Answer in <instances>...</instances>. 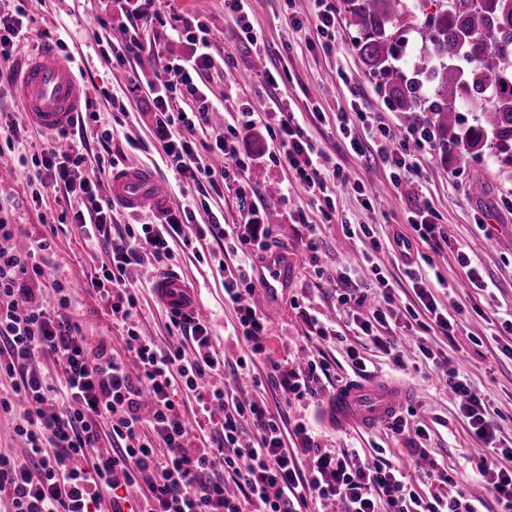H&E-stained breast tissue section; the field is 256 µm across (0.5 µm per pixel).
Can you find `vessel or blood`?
Here are the masks:
<instances>
[{"label":"vessel or blood","mask_w":512,"mask_h":512,"mask_svg":"<svg viewBox=\"0 0 512 512\" xmlns=\"http://www.w3.org/2000/svg\"><path fill=\"white\" fill-rule=\"evenodd\" d=\"M18 94L31 121L45 131L67 128L89 96L72 67L59 57L55 46H45L22 74ZM114 201L132 212H149L167 205L169 191L149 168L130 164L114 170L111 178ZM256 278L264 293H275L288 278V258L266 256ZM157 296L165 305L188 315H201L195 295L177 276L164 275L155 282ZM409 399L407 389L388 383L355 382L339 390L328 403L325 417L339 425L373 429L390 420Z\"/></svg>","instance_id":"vessel-or-blood-1"}]
</instances>
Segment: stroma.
I'll use <instances>...</instances> for the list:
<instances>
[{"instance_id":"obj_1","label":"stroma","mask_w":512,"mask_h":512,"mask_svg":"<svg viewBox=\"0 0 512 512\" xmlns=\"http://www.w3.org/2000/svg\"><path fill=\"white\" fill-rule=\"evenodd\" d=\"M332 2L336 8V45L327 53L321 49L315 30L296 32L290 25L289 13L307 14L309 0H294L289 7L283 0H251L250 20L255 30L271 49L287 51V96L292 109L303 113L309 132L321 148L325 169H344L350 180L349 186L336 191L335 218L326 219L298 186L288 185L287 171L264 160L263 154L271 144L265 126L254 127L241 142L242 152L255 158L251 172L261 175L264 220L272 228V242L276 251L288 256L287 282L276 296L258 301L269 321L265 352L252 353L244 339L233 332L235 316L224 302V274L218 267L217 246L212 240L196 241L177 250L170 269L197 295L207 313L215 347L229 362L245 359L247 374L236 377L226 372L221 377L240 400H264L270 412L281 417L286 429L305 424L324 447L355 448L361 458L393 466L406 465L411 460V449L424 448L430 460L461 469L472 448L469 427L459 414L457 395L435 378L421 349L426 346L450 358L458 373L482 390L495 412L501 438L512 441V358L503 353L504 347L512 346V333L506 332L493 314L494 307H512V164L488 148L474 158L457 148L445 155L429 143L417 153L423 168L422 183L397 191L389 189L388 169L372 158L355 155L336 131V113L354 108L379 113L395 137H402L405 128L399 113L381 93L378 79L367 71L357 54V31L343 0ZM27 7L35 19L31 44L41 43L43 31L65 30V53L81 59L83 81L95 90L91 102L102 118H111L113 100L127 99L130 81L137 76L128 68H112L92 38L96 31L107 37L120 30L116 0H28ZM160 8L162 14L197 19L209 28L212 53L218 61L209 88L226 109L247 100L259 101L263 79L255 66L256 57L232 34V23L224 17V0H162ZM354 88L359 91L355 97L350 94ZM312 106L320 108V115L309 114ZM14 124L19 127L15 147L0 158V207L9 210L13 222L21 226L9 245L24 254L31 251L35 241L47 240L49 249L34 253L46 281L66 282L70 312L85 334L110 344L113 352L125 354L124 331L113 324L108 302L90 283L98 269L107 264L106 252L87 245L75 228L63 223L70 209L68 198L41 188L32 178L33 165L20 163L21 158L30 160L52 144L53 135L29 123L14 88L1 87L0 125ZM151 125L149 105L142 102L132 106L129 115L113 127L112 156L123 165L137 163L157 169L169 186L171 205H191L196 198L194 189L160 168V159L149 146ZM477 176L488 185L481 198L469 190ZM357 181L386 185L385 198L366 207L352 188ZM283 187L290 189V201H282L279 190ZM36 191L43 197L37 205L31 201ZM422 198L431 201L448 240L438 246L421 242L417 249L420 257L430 259L451 284V291H438L437 299L457 320L458 328L454 336H437L425 329V316H417L401 333V358L395 364L369 337L358 333L331 288L319 287L318 281L335 277L338 268L347 266L354 270L359 283L365 284L373 280V270L378 267L395 288L397 299L405 304L413 302L412 284L390 242L397 231L412 235L406 210ZM296 209L305 211L307 224L293 223L290 213ZM345 219L370 225L371 237H348L341 226ZM312 224L318 225L323 240L315 253L305 247ZM376 240L381 243L377 250L372 247ZM460 247L474 257L485 279L494 282L492 292L471 288L457 262L456 250ZM138 300V323L144 333L158 345L172 343L167 308L153 289H141ZM310 309L332 323L333 336H318L306 318ZM350 345L367 358L370 381L399 384L410 390L411 397L400 415L405 421L425 424L427 438L419 439L407 432L397 435L385 426L362 430L327 422L324 407L334 393L330 383L319 385L320 398L316 401L284 394L279 388L272 369L276 362L293 367L313 359L328 367L332 381L354 380L346 353Z\"/></svg>"}]
</instances>
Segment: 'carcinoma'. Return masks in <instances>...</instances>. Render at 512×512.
<instances>
[{
    "label": "carcinoma",
    "mask_w": 512,
    "mask_h": 512,
    "mask_svg": "<svg viewBox=\"0 0 512 512\" xmlns=\"http://www.w3.org/2000/svg\"><path fill=\"white\" fill-rule=\"evenodd\" d=\"M358 55L411 129L476 157L489 147L512 161V0H344ZM416 31L421 43L396 65ZM477 107L474 124L462 111Z\"/></svg>",
    "instance_id": "obj_1"
}]
</instances>
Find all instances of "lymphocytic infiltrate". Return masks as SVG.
I'll return each mask as SVG.
<instances>
[{
  "mask_svg": "<svg viewBox=\"0 0 512 512\" xmlns=\"http://www.w3.org/2000/svg\"><path fill=\"white\" fill-rule=\"evenodd\" d=\"M160 0H124L120 9L126 32L123 41L107 42L101 52L113 66L125 68L143 56L162 59L151 78L135 81V100L154 110L151 130L154 148L162 164L175 175L191 181L200 195L208 191H233L247 215L244 223L224 224L220 219L200 225L190 211L166 215L159 223L114 224L111 200L100 198L99 186L106 173L105 155L112 144V126L99 113L76 119L61 130L70 139L68 148L50 146L36 162L35 179L42 187L79 196L72 224L88 241L103 247L110 257L95 287L112 286L111 312L126 333L128 351L136 361L125 360L92 341L69 312L66 287L54 282V306L36 301L33 283L41 269L19 252L2 248L17 227L0 208V370L11 384L0 388V414H13L18 400L29 409L15 423V432L27 448L23 456L0 453V495L7 496L12 512H99L108 503L110 512H304L310 500L337 499L345 512H490V502L512 512V442L499 436V427L487 411L476 387L451 368L448 359L433 356L434 366L461 399L458 410L466 420L479 453L469 460L470 477L484 482L488 498L474 497L460 489L461 474L453 468L422 471L435 493L413 490L402 470L379 462L352 466L351 450L332 452L308 439L302 452L285 444L278 418L262 401L243 404L222 387H203L210 374L223 371V353L214 349L210 328L204 321L171 310L170 323L177 335L190 341L193 357L174 347H159L142 336L135 319L138 297L128 279L141 250L151 251L157 262L173 260L176 248L193 239L211 238L224 253L240 254V261L224 269V300L233 309L235 329L253 353L265 350L268 324L264 315L245 297L254 293L253 265L249 254L270 252L272 233L259 220L264 201L259 190L238 177L247 162L239 143L256 124L268 123L273 151L267 157L294 178L308 199L334 216L337 187L346 185L343 170L326 171L322 151L303 120L283 105L278 90L283 80L279 69H266L265 98L261 105L245 104L224 130L210 127L211 113L223 110L203 78L214 69L210 31L205 24L184 23L172 36L188 45L182 58L163 60V51L145 33L162 19ZM31 19L26 0H17L13 13L0 14V85L15 84L19 72L14 55L27 41ZM295 29L315 28L323 51L336 43V14L329 0H311L306 17H293ZM96 122L97 152L83 139L87 122ZM336 129L354 154L372 157L390 171L394 188L421 181L423 170L415 161L416 150L425 146L422 132L409 131L394 141L371 112L336 115ZM429 202L417 205L408 222L415 236H396L404 272L412 283L416 307L430 321V331L451 336L455 321L439 307L435 293L448 286L441 272L424 273L412 258L414 241L428 244L443 240ZM336 297L348 307L361 335L371 337L377 348L392 352L391 338L374 333L388 318L400 317L394 290L383 274L361 287L351 273H336ZM52 358L63 372L52 383L32 370L38 357ZM193 392L203 418L222 411L212 428L192 423L175 400L178 390ZM258 432L255 444L241 445L244 422ZM209 430L208 442L197 433ZM110 439L111 452L101 454L102 439ZM167 448L157 458L155 447ZM144 483L143 498L123 506L116 490L120 481Z\"/></svg>",
  "mask_w": 512,
  "mask_h": 512,
  "instance_id": "obj_1",
  "label": "lymphocytic infiltrate"
}]
</instances>
